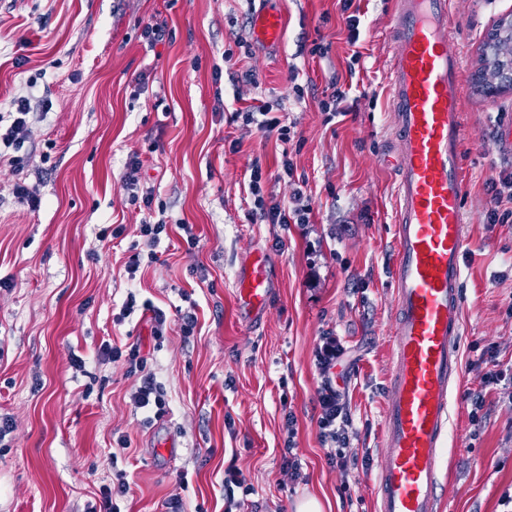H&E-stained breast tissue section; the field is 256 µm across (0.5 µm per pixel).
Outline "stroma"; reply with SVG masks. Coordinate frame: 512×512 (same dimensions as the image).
<instances>
[{"mask_svg":"<svg viewBox=\"0 0 512 512\" xmlns=\"http://www.w3.org/2000/svg\"><path fill=\"white\" fill-rule=\"evenodd\" d=\"M265 5L285 18L280 46L256 43L251 56L233 57L256 71L257 84L215 77ZM353 7L354 44L340 0H0V114L32 79L52 102L21 164L0 166V193L23 182L42 199L35 212L0 207V417L14 423L0 441V512H90L116 468L130 482L123 512H165L176 497L186 512H224L232 462L253 489L240 512H294L310 494L324 512H375L393 332L396 152L385 73L396 0ZM448 13L472 69L512 0H448ZM148 22L170 38L148 47ZM315 40L328 45L326 57L305 52ZM333 74L348 113L328 122L294 88L322 91ZM258 98L279 102L304 140L290 157L312 199L311 223L247 216L251 165L262 168L265 196L290 194L279 176L282 144L232 119ZM500 100L489 107L479 84H464L463 379L449 396L439 512H503L512 495V386L483 384L490 371L512 373V223L486 221L487 179L512 171L498 139L512 124V93ZM133 155L167 207L169 235L131 278L124 263L145 217L121 181ZM119 225L124 234L111 238ZM255 249L272 257L277 282L264 321L248 326L233 282ZM131 290L171 318L194 308V335L175 327L158 344L150 315L116 323ZM328 332L353 362L345 453L355 464L345 473L328 463L315 408L314 349ZM105 341L140 345L167 392L163 418L145 423L129 402L135 378L99 363ZM75 355L84 370L73 367ZM478 392L484 407L474 420L469 396ZM289 411L297 480L282 460ZM121 435L130 446L118 450Z\"/></svg>","mask_w":512,"mask_h":512,"instance_id":"35a3bbf8","label":"stroma"}]
</instances>
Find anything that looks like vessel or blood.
<instances>
[{
    "label": "vessel or blood",
    "instance_id": "obj_1",
    "mask_svg": "<svg viewBox=\"0 0 512 512\" xmlns=\"http://www.w3.org/2000/svg\"><path fill=\"white\" fill-rule=\"evenodd\" d=\"M283 15L254 12L250 34L267 44L284 35ZM394 51L386 71L398 208L391 266L394 332L384 414L385 459L376 475V512H438L441 446L449 392L462 380L465 255L460 102L465 62L448 30L447 0H397ZM274 286L270 256L241 264L238 311L261 323Z\"/></svg>",
    "mask_w": 512,
    "mask_h": 512
}]
</instances>
